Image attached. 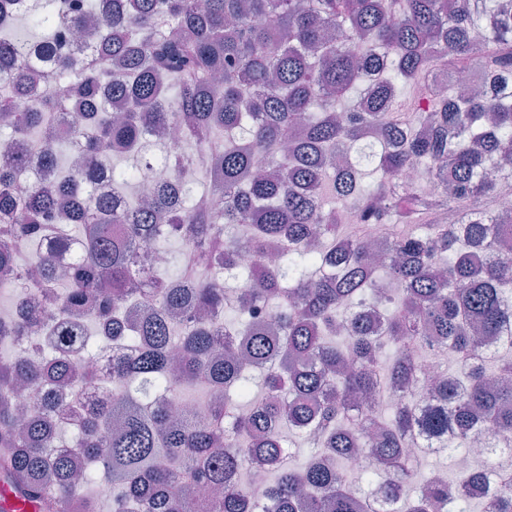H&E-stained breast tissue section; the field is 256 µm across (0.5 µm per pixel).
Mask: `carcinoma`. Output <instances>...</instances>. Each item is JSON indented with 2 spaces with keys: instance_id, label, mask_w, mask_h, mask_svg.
<instances>
[{
  "instance_id": "1",
  "label": "carcinoma",
  "mask_w": 512,
  "mask_h": 512,
  "mask_svg": "<svg viewBox=\"0 0 512 512\" xmlns=\"http://www.w3.org/2000/svg\"><path fill=\"white\" fill-rule=\"evenodd\" d=\"M150 142L180 179L143 201ZM133 155L101 194L94 160ZM508 190L512 0H0V477L43 512H512L500 467L482 495L480 475L432 470L408 496L409 439L482 436L487 464L512 432V360L485 351L512 346ZM353 212L419 232L377 263L342 234ZM243 234L285 247L248 265ZM171 238L178 255L143 271ZM420 349L460 368L429 401ZM198 382L204 421L160 398ZM19 385L38 400L23 421Z\"/></svg>"
}]
</instances>
